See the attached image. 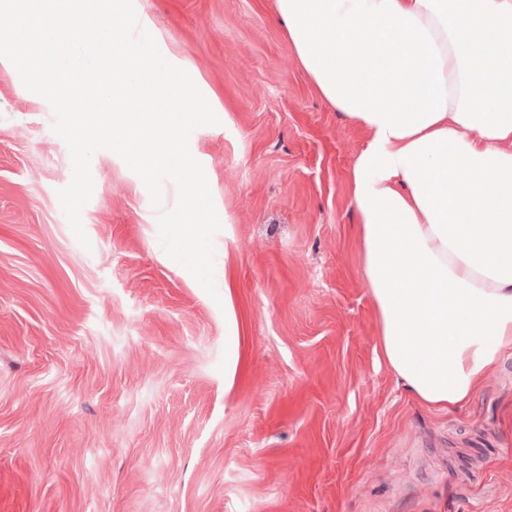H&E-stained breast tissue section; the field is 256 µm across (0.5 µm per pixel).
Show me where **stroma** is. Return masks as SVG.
Masks as SVG:
<instances>
[{
    "instance_id": "obj_1",
    "label": "stroma",
    "mask_w": 512,
    "mask_h": 512,
    "mask_svg": "<svg viewBox=\"0 0 512 512\" xmlns=\"http://www.w3.org/2000/svg\"><path fill=\"white\" fill-rule=\"evenodd\" d=\"M134 6L227 117L190 138L226 296L167 256L113 152L78 243L69 148L0 67V512H512V350L451 411L397 382L350 203L366 135L308 83L273 0Z\"/></svg>"
}]
</instances>
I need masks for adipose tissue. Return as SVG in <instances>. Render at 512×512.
Returning a JSON list of instances; mask_svg holds the SVG:
<instances>
[{
  "label": "adipose tissue",
  "instance_id": "obj_1",
  "mask_svg": "<svg viewBox=\"0 0 512 512\" xmlns=\"http://www.w3.org/2000/svg\"><path fill=\"white\" fill-rule=\"evenodd\" d=\"M314 90L367 135L351 173L384 362L468 402L512 348V0H274Z\"/></svg>",
  "mask_w": 512,
  "mask_h": 512
}]
</instances>
